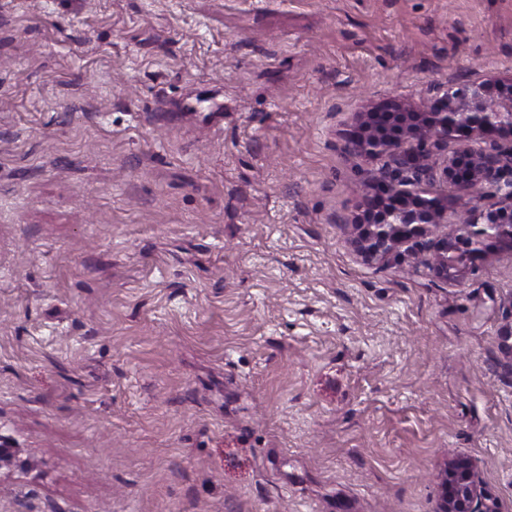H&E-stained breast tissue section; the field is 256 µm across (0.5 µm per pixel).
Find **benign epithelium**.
I'll return each instance as SVG.
<instances>
[{
  "label": "benign epithelium",
  "instance_id": "7a95c632",
  "mask_svg": "<svg viewBox=\"0 0 512 512\" xmlns=\"http://www.w3.org/2000/svg\"><path fill=\"white\" fill-rule=\"evenodd\" d=\"M492 82L430 86L426 111L406 99L360 113L345 140L354 155L383 160L385 179L369 186L364 216L353 224L354 243L367 261L385 263L402 252L433 253L431 269L445 280L484 254L488 239L512 245V77ZM458 145L448 152V143ZM467 206L453 232H438L448 192ZM472 465L451 459L439 512H493L482 508Z\"/></svg>",
  "mask_w": 512,
  "mask_h": 512
}]
</instances>
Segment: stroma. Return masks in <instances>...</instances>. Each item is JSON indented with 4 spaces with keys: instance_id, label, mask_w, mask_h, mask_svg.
Segmentation results:
<instances>
[{
    "instance_id": "obj_1",
    "label": "stroma",
    "mask_w": 512,
    "mask_h": 512,
    "mask_svg": "<svg viewBox=\"0 0 512 512\" xmlns=\"http://www.w3.org/2000/svg\"><path fill=\"white\" fill-rule=\"evenodd\" d=\"M512 76V0H0V512H512V246L350 240L366 102ZM481 496L480 481L472 465L462 459L449 460L439 512H494L489 507L481 508Z\"/></svg>"
}]
</instances>
